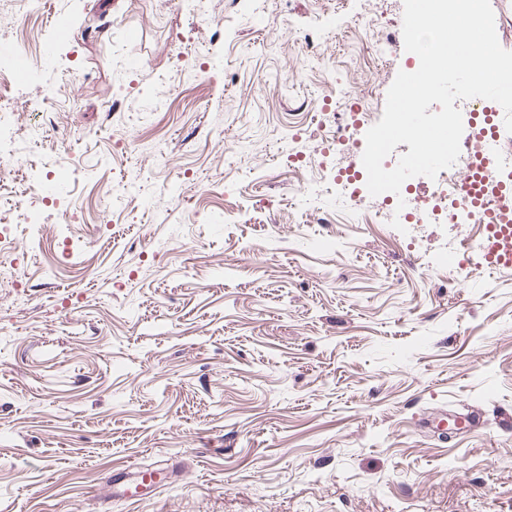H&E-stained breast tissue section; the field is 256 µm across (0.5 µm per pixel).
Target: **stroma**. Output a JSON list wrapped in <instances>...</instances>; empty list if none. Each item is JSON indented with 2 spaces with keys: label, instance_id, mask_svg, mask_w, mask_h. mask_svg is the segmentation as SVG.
<instances>
[{
  "label": "stroma",
  "instance_id": "stroma-1",
  "mask_svg": "<svg viewBox=\"0 0 512 512\" xmlns=\"http://www.w3.org/2000/svg\"><path fill=\"white\" fill-rule=\"evenodd\" d=\"M224 2L13 20L34 77L69 74L0 197L62 141L94 175L49 201L83 256L19 230L0 266V512H512V268L441 265L483 225L401 232L334 194L337 107L381 118L418 62L375 55L363 0ZM150 470L141 498L109 495Z\"/></svg>",
  "mask_w": 512,
  "mask_h": 512
}]
</instances>
